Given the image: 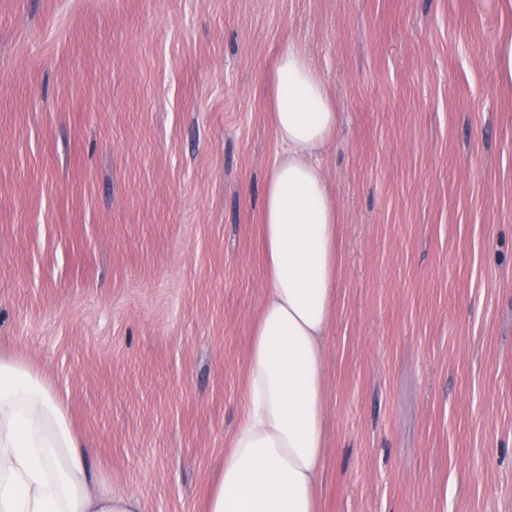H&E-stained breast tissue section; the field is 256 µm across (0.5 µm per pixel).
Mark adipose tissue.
I'll return each instance as SVG.
<instances>
[{
    "instance_id": "adipose-tissue-1",
    "label": "adipose tissue",
    "mask_w": 512,
    "mask_h": 512,
    "mask_svg": "<svg viewBox=\"0 0 512 512\" xmlns=\"http://www.w3.org/2000/svg\"><path fill=\"white\" fill-rule=\"evenodd\" d=\"M276 72L282 155L262 204L268 288L252 333L242 419L205 512H318L341 216L313 157L334 138L338 116L301 45L283 46ZM96 481L59 397L26 362L0 357V512H142L137 497Z\"/></svg>"
}]
</instances>
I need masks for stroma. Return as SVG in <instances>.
I'll list each match as a JSON object with an SVG mask.
<instances>
[{"label":"stroma","mask_w":512,"mask_h":512,"mask_svg":"<svg viewBox=\"0 0 512 512\" xmlns=\"http://www.w3.org/2000/svg\"><path fill=\"white\" fill-rule=\"evenodd\" d=\"M512 0H0V354L203 512L267 282L287 41L339 114L321 512H512Z\"/></svg>","instance_id":"stroma-1"}]
</instances>
